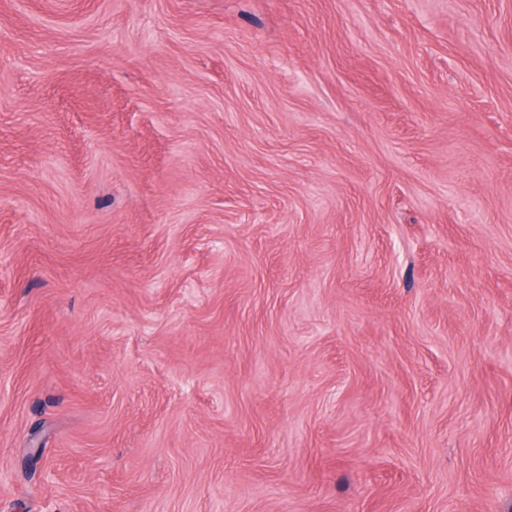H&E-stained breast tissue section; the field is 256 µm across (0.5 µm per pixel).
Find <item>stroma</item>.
<instances>
[{"instance_id":"1","label":"stroma","mask_w":512,"mask_h":512,"mask_svg":"<svg viewBox=\"0 0 512 512\" xmlns=\"http://www.w3.org/2000/svg\"><path fill=\"white\" fill-rule=\"evenodd\" d=\"M0 512H512V0H0Z\"/></svg>"}]
</instances>
